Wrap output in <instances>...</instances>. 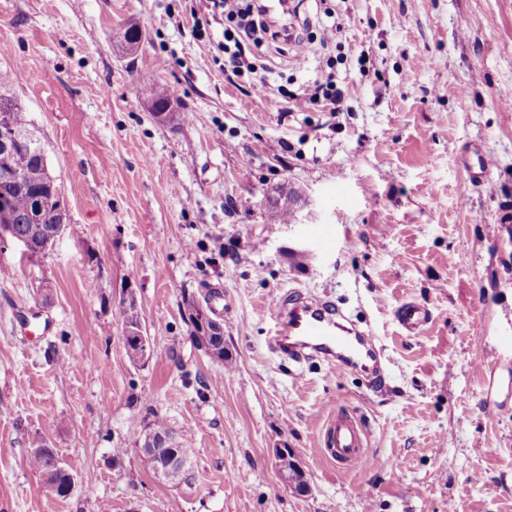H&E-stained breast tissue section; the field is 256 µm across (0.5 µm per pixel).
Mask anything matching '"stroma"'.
<instances>
[{
    "mask_svg": "<svg viewBox=\"0 0 512 512\" xmlns=\"http://www.w3.org/2000/svg\"><path fill=\"white\" fill-rule=\"evenodd\" d=\"M205 8L0 0V70L70 219L40 259L0 247V512H512V0H298L290 26L331 14L335 42L304 69L291 47L254 49L233 82L214 60L223 25L192 34ZM318 73L340 111H297ZM151 84L176 90L186 121L152 118ZM484 156L486 182L470 176ZM290 186L305 200L285 224L266 199ZM292 290L368 321L388 384L272 353L268 305ZM216 291L221 361L182 303ZM130 294L150 345L136 363ZM407 302L430 312L412 332ZM339 408L379 465L316 454ZM157 415L190 440L185 481L141 460ZM39 441L72 469L67 496L31 469Z\"/></svg>",
    "mask_w": 512,
    "mask_h": 512,
    "instance_id": "1",
    "label": "stroma"
}]
</instances>
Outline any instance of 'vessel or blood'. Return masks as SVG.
<instances>
[{"label": "vessel or blood", "instance_id": "vessel-or-blood-1", "mask_svg": "<svg viewBox=\"0 0 512 512\" xmlns=\"http://www.w3.org/2000/svg\"><path fill=\"white\" fill-rule=\"evenodd\" d=\"M336 305L319 296L291 293L279 298L274 307V330L268 346L276 354L294 361L321 359L339 370L376 373L379 341L372 331L340 323ZM396 315L409 331L429 318L426 308L416 304L400 306ZM366 431L355 417L340 412L322 429L318 455L342 468L352 469L365 461Z\"/></svg>", "mask_w": 512, "mask_h": 512}]
</instances>
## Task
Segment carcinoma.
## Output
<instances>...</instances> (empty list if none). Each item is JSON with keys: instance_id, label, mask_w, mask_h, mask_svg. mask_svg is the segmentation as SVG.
I'll use <instances>...</instances> for the list:
<instances>
[{"instance_id": "1", "label": "carcinoma", "mask_w": 512, "mask_h": 512, "mask_svg": "<svg viewBox=\"0 0 512 512\" xmlns=\"http://www.w3.org/2000/svg\"><path fill=\"white\" fill-rule=\"evenodd\" d=\"M11 76L0 72V115L6 125L19 134L22 140L5 147L0 145V198L9 197L14 232L26 238L29 244V259L45 256L48 248L64 231L62 209L59 199L62 191L58 179L48 168L40 141L33 131L30 113L10 93ZM145 97L157 111H164V123L175 126L181 121V113L169 112L167 108L178 105V99L165 86L152 85L144 90ZM23 175L26 183L19 187L9 177ZM303 191L298 187L282 188L267 198V205L273 216L283 223L294 219ZM124 329L135 334L142 333V319L134 298L126 299L121 309ZM38 451L29 456L30 466L41 473L46 482L60 496L70 485L69 467L56 460L47 444H37ZM281 472L298 485L305 484L291 453L278 459Z\"/></svg>"}]
</instances>
